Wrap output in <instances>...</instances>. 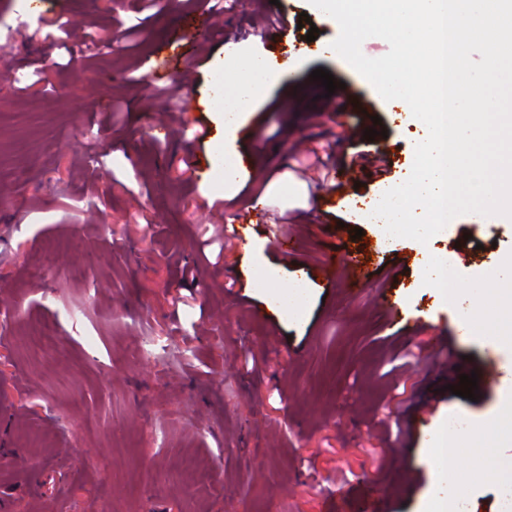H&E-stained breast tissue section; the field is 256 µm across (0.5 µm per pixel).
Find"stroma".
Listing matches in <instances>:
<instances>
[{"label": "stroma", "mask_w": 512, "mask_h": 512, "mask_svg": "<svg viewBox=\"0 0 512 512\" xmlns=\"http://www.w3.org/2000/svg\"><path fill=\"white\" fill-rule=\"evenodd\" d=\"M25 2L0 0V72L18 74L0 91V512H421L443 470L427 445L454 419L463 433L446 456L472 512H505L490 468L512 381L471 400L451 388L512 362V283L467 314L437 302L418 258L444 252L454 279L484 280L512 259V223L466 214L441 239L382 243L353 297L324 277L331 254L375 238L354 200L405 173L422 127L348 62L297 55L243 119L260 127L265 176L228 188L198 167L213 141L234 158L245 147L213 123L211 90L236 56L274 54L254 36L256 0H219L189 80L169 38L194 0H39L34 16ZM117 31L119 48L103 49ZM153 68L162 81L146 80ZM319 68L334 93L311 80ZM351 93L381 117L392 165L326 206L297 144L350 159L365 128L332 104ZM184 97L204 140L157 128ZM256 195L296 216L303 271L265 227L226 245L225 215ZM261 264L309 286L299 319L255 315ZM386 286L408 318L451 335L431 364L423 335L375 312L371 292ZM46 327L48 342L21 347Z\"/></svg>", "instance_id": "stroma-1"}]
</instances>
